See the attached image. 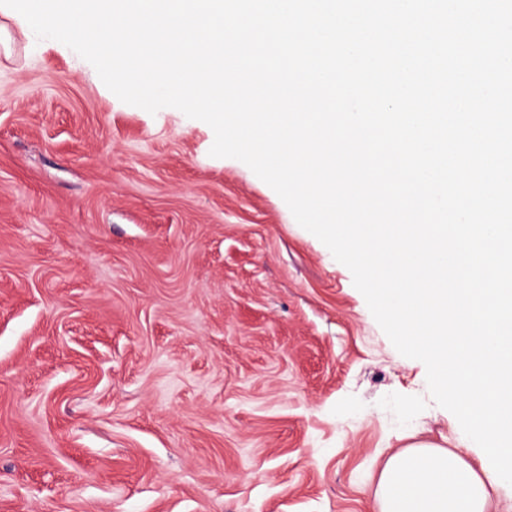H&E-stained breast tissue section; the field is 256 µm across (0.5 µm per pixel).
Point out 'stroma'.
<instances>
[{"instance_id":"1","label":"stroma","mask_w":512,"mask_h":512,"mask_svg":"<svg viewBox=\"0 0 512 512\" xmlns=\"http://www.w3.org/2000/svg\"><path fill=\"white\" fill-rule=\"evenodd\" d=\"M0 512H379L464 448L349 269L203 121L0 6Z\"/></svg>"}]
</instances>
